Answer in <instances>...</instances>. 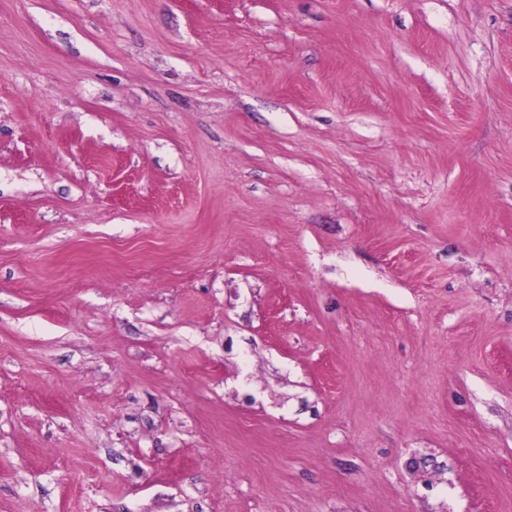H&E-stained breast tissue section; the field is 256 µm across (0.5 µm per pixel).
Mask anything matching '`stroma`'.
Masks as SVG:
<instances>
[{"instance_id": "obj_1", "label": "stroma", "mask_w": 512, "mask_h": 512, "mask_svg": "<svg viewBox=\"0 0 512 512\" xmlns=\"http://www.w3.org/2000/svg\"><path fill=\"white\" fill-rule=\"evenodd\" d=\"M0 512H512V0H0Z\"/></svg>"}]
</instances>
